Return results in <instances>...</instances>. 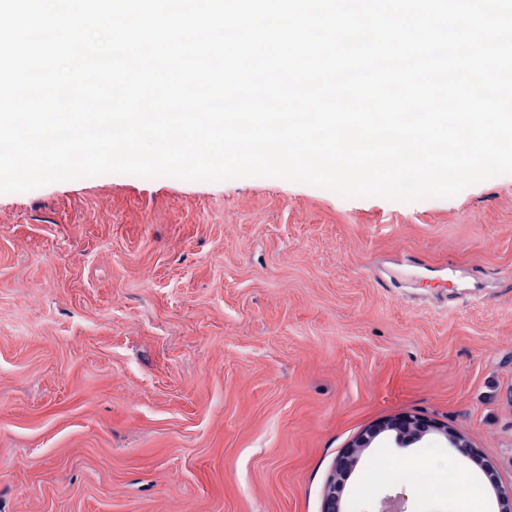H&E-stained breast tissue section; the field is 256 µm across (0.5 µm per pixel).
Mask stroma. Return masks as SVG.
I'll list each match as a JSON object with an SVG mask.
<instances>
[{"label":"stroma","mask_w":512,"mask_h":512,"mask_svg":"<svg viewBox=\"0 0 512 512\" xmlns=\"http://www.w3.org/2000/svg\"><path fill=\"white\" fill-rule=\"evenodd\" d=\"M407 418L473 457L397 445ZM347 455L341 512H454L393 462L501 512L512 174L412 203L271 177L0 194V512H325ZM430 430H435L442 434L446 438L450 447L457 448V450L462 454L467 453L469 447L466 442L460 435L449 429L448 426H432L415 421L413 422L412 428L406 426L405 434L399 433L397 435V440L402 445L409 446L420 441L422 437Z\"/></svg>","instance_id":"obj_1"}]
</instances>
